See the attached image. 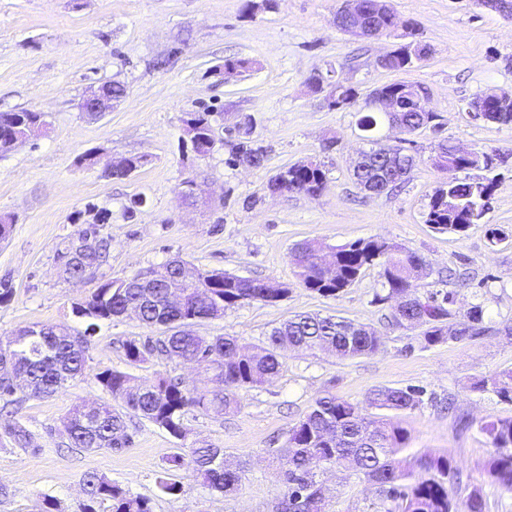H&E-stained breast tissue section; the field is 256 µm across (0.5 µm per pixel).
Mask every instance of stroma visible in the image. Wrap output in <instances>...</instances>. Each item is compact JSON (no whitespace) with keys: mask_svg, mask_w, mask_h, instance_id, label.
I'll list each match as a JSON object with an SVG mask.
<instances>
[{"mask_svg":"<svg viewBox=\"0 0 512 512\" xmlns=\"http://www.w3.org/2000/svg\"><path fill=\"white\" fill-rule=\"evenodd\" d=\"M344 0H0V112L44 113L47 128L0 156V213L14 216L13 232L0 243V282L12 290L0 303V334L35 324H61L81 331L73 306L103 281L128 278L179 256L202 271L221 270L248 279L288 285L284 299L254 302L203 320V336L231 335L242 343L264 340L295 314L333 315L377 330L374 354L341 360L325 353L285 352L271 382L244 392L240 412L217 416L191 408L183 415L186 441L145 421L132 444L119 451L87 452L68 445L60 419L73 406L109 401L98 372L117 369L140 382L160 377L204 385L195 366L152 358L130 363L125 341L152 330L132 317L100 324L86 353L84 375L49 398L20 394L0 408V512H42L53 498L59 512H84L86 473L150 498L153 512H273L286 491L276 455L289 430L329 392L365 405L378 387L416 386L425 391L420 409L399 415L407 455H445L482 488L486 512H512V491L487 483L492 450L477 421L512 417V403L475 391L476 380L512 368V125L474 118L468 104L490 91H512V12L487 8L483 0H387L397 27L374 38L338 30ZM418 40L426 57L404 71L375 67V58ZM251 67L228 76L225 59ZM340 74L360 97L392 83L425 89L438 123L409 135L416 157L409 177L373 196L352 176L370 138L397 144L399 130L381 122L373 136L358 125L356 107H330L325 92H312V77ZM124 83L126 97L91 119L81 100L106 81ZM215 113L216 143L196 158L183 123L185 113ZM268 151L265 167L227 166L228 140L237 123ZM448 140L464 150L495 151L491 171L469 168L458 176L494 181L490 206L480 223L464 232L440 234L425 218L435 191L448 179L432 157ZM95 152L93 166L78 165ZM141 158L130 177L114 179L112 160ZM316 160L327 188L317 196L274 194L267 188L283 168ZM194 179L203 202L182 203L185 179ZM111 215L101 228L111 241L106 262L85 281L67 278L60 250L78 238L93 215ZM496 229L507 230L502 239ZM382 237L423 256L430 273L419 293L451 292L456 314L482 304L487 331L474 340L423 346L419 328L390 324L391 306L379 303V270L365 269L336 297L304 288L291 251L311 238L343 245ZM453 398L454 411L442 409ZM472 421L463 428L460 417ZM20 421L32 433L29 448L12 445L3 429ZM223 448L231 464H244L237 492L224 495L196 479L190 468L168 471V459L186 453L187 442ZM172 476L181 490L161 494L158 482ZM328 512H390L363 477L327 470L319 475Z\"/></svg>","mask_w":512,"mask_h":512,"instance_id":"1","label":"stroma"}]
</instances>
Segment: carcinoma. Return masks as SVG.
I'll return each instance as SVG.
<instances>
[{
  "instance_id": "1",
  "label": "carcinoma",
  "mask_w": 512,
  "mask_h": 512,
  "mask_svg": "<svg viewBox=\"0 0 512 512\" xmlns=\"http://www.w3.org/2000/svg\"><path fill=\"white\" fill-rule=\"evenodd\" d=\"M389 70H404L413 59L402 45L388 52ZM400 83L385 86L399 94L403 111L397 120L401 131L410 133L433 122L434 112H421L417 101L400 93ZM213 113L189 112L185 124L192 147L197 155L212 151L215 139L211 122ZM482 119L499 124H512V111H498V102L486 103ZM43 113L28 110L0 112V155L12 150L18 127L40 126ZM447 162L446 170L453 173L470 167L468 160L454 153L451 146L440 142ZM391 147L375 144L363 153L353 168L359 182H374L382 194L404 181L415 164V157L403 154L390 156ZM246 156L250 166L262 168L267 162V150L254 141L243 138L231 144L228 164ZM288 180L276 175L268 189L277 193L321 194L327 185L322 166L288 167ZM493 181L469 182L448 177V190L439 189L431 199L425 223L439 232L460 233L479 223L486 210L483 197L492 193ZM77 245L69 243L60 258L65 272L73 279H83V265L72 261ZM327 246L319 240H306L296 245L292 261L303 286L324 297H336L358 279L371 265L380 267L385 294L380 301L395 300L391 323L398 328L422 325L420 340L426 347L445 342L472 340L488 331L484 310L473 305L463 318L448 324L452 317L451 294L440 291L420 294L414 282L427 270L426 260L419 254L385 239H359L331 248L333 275H325L322 265ZM187 262L170 260L140 275L149 280L151 288H133L124 279L101 283L89 296L75 306L77 315L90 320L87 331L75 332L63 325H34L10 336H0V398L12 402V397L24 390L49 397L65 383L82 376L86 368L89 332L96 322L122 316L130 310L146 326L162 331L160 336L125 344L128 360L134 363L160 357L167 361L196 364L213 373L217 390L198 387L188 389L160 377L150 383L134 384V377L116 369H105L96 379L113 400L120 401L133 416L164 429L173 438H186L182 423L185 409L196 407L205 412L229 414L242 408L241 392L273 377L281 368V351H323L343 359H353L377 352L381 338L366 324H356L335 316L297 314L272 329L260 344L246 345L235 336H200L194 331L197 322L215 319L230 308L252 302L274 303L288 294L282 285L248 279L224 272L195 271V277L185 279ZM474 388L491 392L502 401L512 402V369L504 370L474 383ZM424 390L420 387L375 388L367 396V405L378 411L407 412L423 404ZM69 444L73 448L121 450L132 443L126 414L110 404L77 405L61 421ZM479 433L493 452L486 472L491 483L512 491V418H497L477 423ZM9 435L18 448L30 444L31 433L17 423ZM408 436L399 423L383 416L372 417L343 398L327 393L318 397L311 411L288 431L280 456L285 460L286 492L275 505V512H325L322 486L316 480L317 471L344 467L374 486L379 494L396 502L398 512H486L481 490L473 488L460 501L456 489L462 483L459 467L448 457L421 455L407 460L398 457L406 448ZM168 469L185 466L192 469L203 483L224 494L235 492L241 483V465L224 461V450L205 442L193 443L188 453L172 455ZM83 487L90 504L99 499H112L113 512H152L150 500L128 495L121 487L102 476L88 473Z\"/></svg>"
}]
</instances>
